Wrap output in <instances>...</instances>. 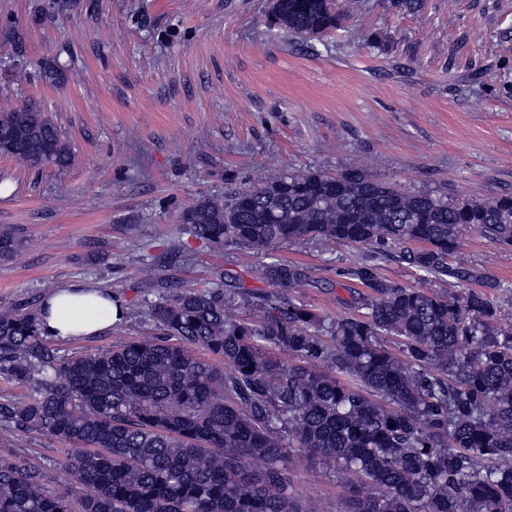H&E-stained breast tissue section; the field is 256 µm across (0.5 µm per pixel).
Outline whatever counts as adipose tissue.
<instances>
[{
    "mask_svg": "<svg viewBox=\"0 0 512 512\" xmlns=\"http://www.w3.org/2000/svg\"><path fill=\"white\" fill-rule=\"evenodd\" d=\"M125 316L124 302L111 289L91 285L55 289L38 313L43 334L61 339L96 334Z\"/></svg>",
    "mask_w": 512,
    "mask_h": 512,
    "instance_id": "ef3b65f1",
    "label": "adipose tissue"
}]
</instances>
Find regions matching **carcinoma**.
<instances>
[{
	"label": "carcinoma",
	"instance_id": "obj_1",
	"mask_svg": "<svg viewBox=\"0 0 512 512\" xmlns=\"http://www.w3.org/2000/svg\"><path fill=\"white\" fill-rule=\"evenodd\" d=\"M360 3L271 0L266 24L315 40ZM0 155L75 161L58 126L26 100L0 109ZM177 223L172 263L192 240L370 249L344 272L361 287L343 300L353 314L329 319L293 297L312 285L301 265L267 264L274 290L263 292L229 273L181 286L159 276L153 257L144 272L163 291L145 313L156 336L66 357L37 314L0 311V376L28 390L23 402H0V429L72 444L58 469L89 489L69 499L41 468L0 456V512H304L292 491L304 458L350 486L345 512H512V325L489 298L499 284L451 263L467 232L512 248V195L409 193L353 165L202 196ZM24 243L1 227L0 259ZM392 253L465 288L434 294L390 281L375 260ZM235 296L256 316L229 317ZM384 336L400 339L404 356Z\"/></svg>",
	"mask_w": 512,
	"mask_h": 512
}]
</instances>
